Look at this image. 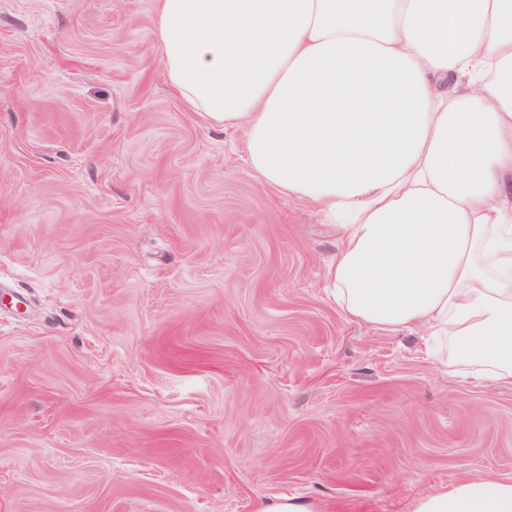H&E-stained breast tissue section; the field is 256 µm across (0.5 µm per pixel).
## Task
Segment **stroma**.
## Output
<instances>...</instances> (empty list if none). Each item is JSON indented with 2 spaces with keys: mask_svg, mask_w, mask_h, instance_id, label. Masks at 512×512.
Returning a JSON list of instances; mask_svg holds the SVG:
<instances>
[{
  "mask_svg": "<svg viewBox=\"0 0 512 512\" xmlns=\"http://www.w3.org/2000/svg\"><path fill=\"white\" fill-rule=\"evenodd\" d=\"M157 0H0V512H411L512 383L336 308L341 234L170 88ZM260 512H321L319 505L302 499H284L266 504Z\"/></svg>",
  "mask_w": 512,
  "mask_h": 512,
  "instance_id": "1",
  "label": "stroma"
}]
</instances>
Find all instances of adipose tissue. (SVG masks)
Listing matches in <instances>:
<instances>
[{"mask_svg": "<svg viewBox=\"0 0 512 512\" xmlns=\"http://www.w3.org/2000/svg\"><path fill=\"white\" fill-rule=\"evenodd\" d=\"M156 30L183 102L338 222L326 274L347 318L512 381V0H158ZM411 512H512V480Z\"/></svg>", "mask_w": 512, "mask_h": 512, "instance_id": "adipose-tissue-1", "label": "adipose tissue"}]
</instances>
